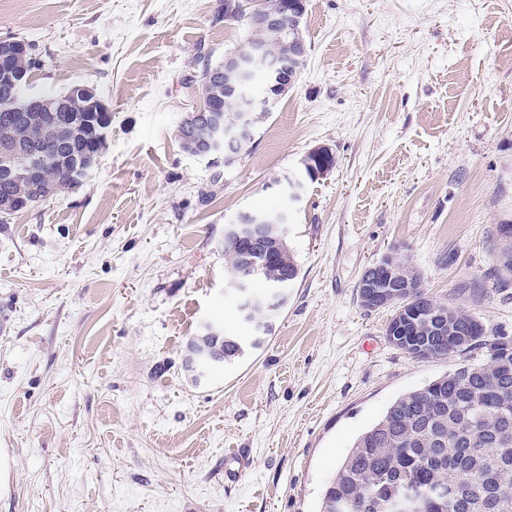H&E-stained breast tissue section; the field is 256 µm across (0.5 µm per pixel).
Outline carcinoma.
Here are the masks:
<instances>
[{
	"label": "carcinoma",
	"instance_id": "1",
	"mask_svg": "<svg viewBox=\"0 0 512 512\" xmlns=\"http://www.w3.org/2000/svg\"><path fill=\"white\" fill-rule=\"evenodd\" d=\"M224 62H206L199 73V92L224 117L236 114V102L224 94ZM29 82L15 86L0 79V114L14 111L15 100L26 96ZM100 124L78 135L59 132L42 118L4 127L0 144L35 149L45 158V176L26 189L30 204L78 187L73 154L85 141L98 139ZM226 269H235L247 251L245 243L226 235L220 243ZM266 276L291 283L299 265L291 250L267 268ZM446 312L443 349L448 337L470 327L473 316L433 301ZM261 337L247 339L224 332V362L231 363L259 346ZM208 345L199 330L188 346L191 358ZM472 347L487 350L483 362L462 367L409 391L397 399L369 429L359 435L329 482L321 512H512V353L500 340L476 338Z\"/></svg>",
	"mask_w": 512,
	"mask_h": 512
}]
</instances>
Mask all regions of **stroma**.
Masks as SVG:
<instances>
[{
	"label": "stroma",
	"instance_id": "stroma-1",
	"mask_svg": "<svg viewBox=\"0 0 512 512\" xmlns=\"http://www.w3.org/2000/svg\"><path fill=\"white\" fill-rule=\"evenodd\" d=\"M223 3L0 0V41L42 61L34 91L87 84L112 112L81 186L0 224V512H320L393 400L485 359L389 342L392 308L357 285L391 251L512 340V0H308L295 85L227 168L177 136L203 60L250 34ZM317 146L336 165L294 206L300 272L271 334L193 382L202 324L237 325L225 224L276 204Z\"/></svg>",
	"mask_w": 512,
	"mask_h": 512
}]
</instances>
